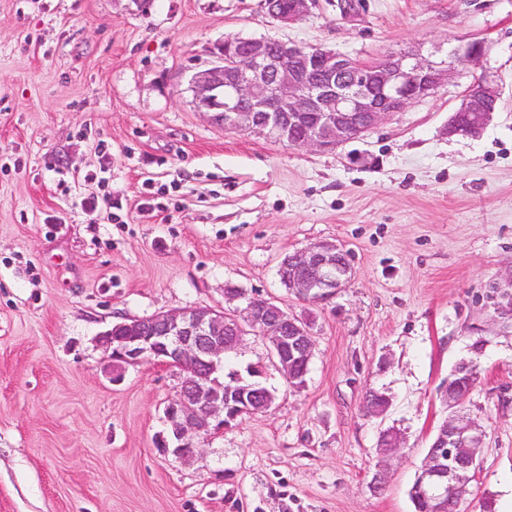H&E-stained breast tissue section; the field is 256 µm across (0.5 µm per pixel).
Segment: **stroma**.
<instances>
[{"label":"stroma","instance_id":"stroma-1","mask_svg":"<svg viewBox=\"0 0 512 512\" xmlns=\"http://www.w3.org/2000/svg\"><path fill=\"white\" fill-rule=\"evenodd\" d=\"M430 61L485 40L479 70L333 152L214 125L192 74L228 37ZM483 73L501 106L449 135ZM105 170V182L87 180ZM100 199L88 210L90 198ZM354 274L327 305L278 267L319 242ZM234 286L242 294L225 299ZM274 298L312 322L303 388L247 335L228 374L275 400L183 461L160 446L177 369L114 374L97 337L122 318ZM512 0H316L283 27L264 0H0V512H413L408 490L455 367L484 428L461 512H512ZM386 413L366 411L369 393ZM406 446L376 473L380 431Z\"/></svg>","mask_w":512,"mask_h":512}]
</instances>
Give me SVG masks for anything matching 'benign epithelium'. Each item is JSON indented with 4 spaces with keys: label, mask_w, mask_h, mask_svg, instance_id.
Returning <instances> with one entry per match:
<instances>
[{
    "label": "benign epithelium",
    "mask_w": 512,
    "mask_h": 512,
    "mask_svg": "<svg viewBox=\"0 0 512 512\" xmlns=\"http://www.w3.org/2000/svg\"><path fill=\"white\" fill-rule=\"evenodd\" d=\"M315 0H265L268 15L282 25L301 21ZM210 66L190 79L193 102L224 128L247 129L296 148L332 152L435 95L458 69L475 68L486 43L472 40L433 62L404 52L362 62L332 49H302L267 38L225 39L212 48ZM500 100L498 85L480 76L452 110L448 134L475 135L490 120ZM288 290L303 300L324 304L347 287L353 265L347 251L319 242L285 257L279 269ZM254 333L269 342V359L289 387L305 385L313 358L310 323L288 313L271 299L253 298L243 312L190 307L142 318H125L101 333L98 345L119 367L154 360L180 370L179 390L164 408L168 434L163 449L179 457L195 452V438L231 427L244 413L263 412L273 396L260 382L237 376L227 381L224 352L234 351L243 336ZM468 393L462 381H448L450 413L440 425L422 479L428 512L458 508L480 467L484 433L467 414L456 410ZM377 447L387 456L402 448L399 432L380 433Z\"/></svg>",
    "instance_id": "benign-epithelium-1"
}]
</instances>
